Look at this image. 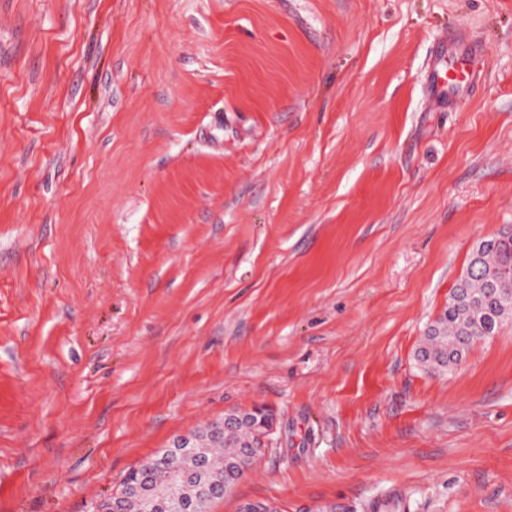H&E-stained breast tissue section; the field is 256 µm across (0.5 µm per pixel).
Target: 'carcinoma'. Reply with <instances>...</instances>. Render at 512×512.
<instances>
[{
    "label": "carcinoma",
    "instance_id": "1",
    "mask_svg": "<svg viewBox=\"0 0 512 512\" xmlns=\"http://www.w3.org/2000/svg\"><path fill=\"white\" fill-rule=\"evenodd\" d=\"M512 317V225L498 234L480 240L473 248L466 273L453 289L448 306L429 325L418 361L425 367L446 372L463 359L481 336H493ZM244 418L222 432L197 429L191 432V447L178 459L185 480L170 483L164 475L144 478L131 468L122 486L136 490L121 499L119 512H150L153 502L176 497L194 503L200 498L201 482L216 478L234 487L249 470L241 452L250 447L260 425L274 418L249 411Z\"/></svg>",
    "mask_w": 512,
    "mask_h": 512
}]
</instances>
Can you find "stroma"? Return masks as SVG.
I'll use <instances>...</instances> for the list:
<instances>
[{
    "mask_svg": "<svg viewBox=\"0 0 512 512\" xmlns=\"http://www.w3.org/2000/svg\"><path fill=\"white\" fill-rule=\"evenodd\" d=\"M507 224L512 0H0V512L255 405L208 512H512V322L416 358ZM450 67L445 69H434L432 72V94L437 103L445 102L448 98V92L457 94L463 91H470L473 87L474 78L449 74Z\"/></svg>",
    "mask_w": 512,
    "mask_h": 512,
    "instance_id": "35a3bbf8",
    "label": "stroma"
}]
</instances>
